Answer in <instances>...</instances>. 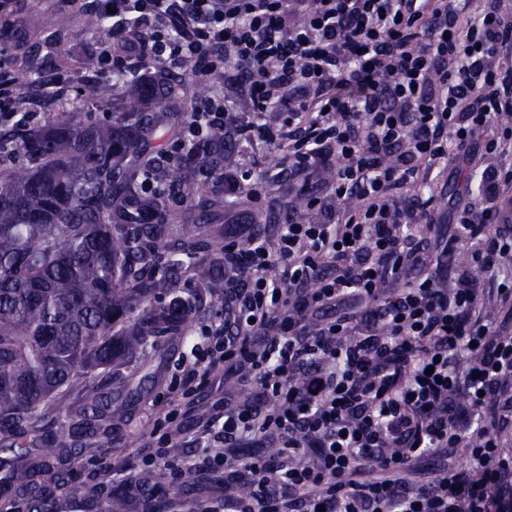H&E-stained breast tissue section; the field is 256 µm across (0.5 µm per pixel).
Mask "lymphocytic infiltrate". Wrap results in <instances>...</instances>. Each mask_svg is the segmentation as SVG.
<instances>
[{"instance_id": "f902f5d3", "label": "lymphocytic infiltrate", "mask_w": 512, "mask_h": 512, "mask_svg": "<svg viewBox=\"0 0 512 512\" xmlns=\"http://www.w3.org/2000/svg\"><path fill=\"white\" fill-rule=\"evenodd\" d=\"M98 3L114 31L102 70L183 57L248 81L249 117L210 97L176 149L229 126L284 152L292 174L338 161L328 192L308 193L314 220L273 241L244 220L230 231L229 308L199 369L154 404L147 464L176 448L197 378L244 368L267 409L224 405L200 435L268 440L280 460L240 459L251 492L224 512H512V14L500 0L475 18L469 0ZM452 159L478 178L451 238L473 244L481 280L412 245L430 202L399 196ZM429 457L444 464L424 482Z\"/></svg>"}]
</instances>
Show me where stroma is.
I'll return each mask as SVG.
<instances>
[{"mask_svg":"<svg viewBox=\"0 0 512 512\" xmlns=\"http://www.w3.org/2000/svg\"><path fill=\"white\" fill-rule=\"evenodd\" d=\"M52 9L39 32H31L27 21L26 0H11L8 13L0 14V71L9 79H17L24 66L40 64L54 78L67 81L68 101H75L77 90L87 78L93 77L97 69V53L109 46L112 35L107 30L90 29L79 31L75 17L84 14L94 0H50ZM235 161L225 168V175H232L238 168L255 167L267 176H276L273 184L254 215L256 223L268 233H275L277 225L286 223L291 203L301 193L300 186H289L287 180L278 179L277 174L285 169L282 155L273 147L261 142H248L235 138L231 143ZM469 190L465 181L447 183L446 179L430 182L428 193L433 197L431 218L427 225L419 226V236L445 237L452 213L450 206L456 194ZM224 317V299L209 298L204 313L188 330L186 343H174L163 355H155L124 367L122 374L127 379L128 389L112 401V428L108 431L96 429L87 433L77 452L57 448L62 469L68 470L72 483L84 489L98 487L102 471L111 469L113 458L123 459L133 471L144 469L145 442L154 427L151 406L166 397L181 374V367L192 364L191 343L197 340L202 328ZM258 392L257 383L245 382L243 374L224 376L213 373L205 380L180 417L184 440L178 449L180 466L193 467L205 473L207 482L196 491L185 493L170 471H163L164 496L170 501L168 512H192L196 504L224 507V469L214 465L213 456L223 454L224 447L216 443L205 448L198 445L195 435L210 418L214 408L231 400L235 404L254 403Z\"/></svg>","mask_w":512,"mask_h":512,"instance_id":"stroma-1","label":"stroma"}]
</instances>
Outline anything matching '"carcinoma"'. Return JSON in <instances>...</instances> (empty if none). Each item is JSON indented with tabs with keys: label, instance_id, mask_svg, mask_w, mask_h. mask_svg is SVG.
Instances as JSON below:
<instances>
[{
	"label": "carcinoma",
	"instance_id": "1",
	"mask_svg": "<svg viewBox=\"0 0 512 512\" xmlns=\"http://www.w3.org/2000/svg\"><path fill=\"white\" fill-rule=\"evenodd\" d=\"M135 77L116 71L79 89L78 107L112 112L85 123L63 107L46 128H0V451L55 448L39 410L79 374L165 351L224 280V164L229 130L175 156L155 147L179 120L183 75L159 68L152 94L114 111L112 92ZM154 111H143L145 102ZM193 282L194 288L186 287ZM0 458L3 491H25L33 512H62L57 490L85 512L96 501L46 462Z\"/></svg>",
	"mask_w": 512,
	"mask_h": 512
}]
</instances>
